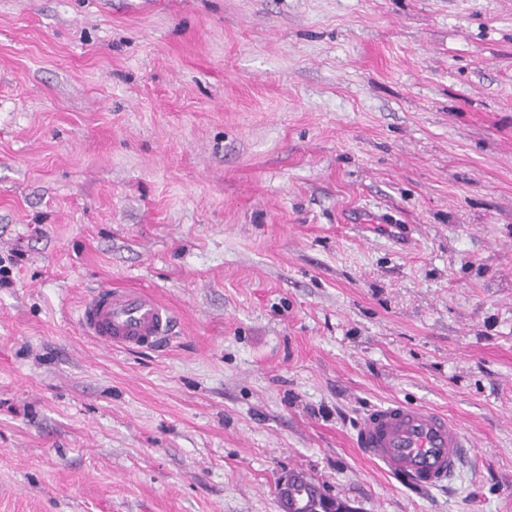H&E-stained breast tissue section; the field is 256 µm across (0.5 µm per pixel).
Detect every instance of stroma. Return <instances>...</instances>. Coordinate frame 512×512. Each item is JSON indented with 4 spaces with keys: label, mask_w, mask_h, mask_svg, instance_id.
<instances>
[{
    "label": "stroma",
    "mask_w": 512,
    "mask_h": 512,
    "mask_svg": "<svg viewBox=\"0 0 512 512\" xmlns=\"http://www.w3.org/2000/svg\"><path fill=\"white\" fill-rule=\"evenodd\" d=\"M102 286L169 346L83 334ZM394 400L473 440L446 489L353 447ZM290 473L512 512V0H0V512H279ZM77 320L87 336L111 349L164 346L177 328L172 310L143 289L97 288L80 303Z\"/></svg>",
    "instance_id": "1"
}]
</instances>
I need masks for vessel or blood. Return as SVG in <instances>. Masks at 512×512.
I'll list each match as a JSON object with an SVG mask.
<instances>
[{"label": "vessel or blood", "mask_w": 512, "mask_h": 512, "mask_svg": "<svg viewBox=\"0 0 512 512\" xmlns=\"http://www.w3.org/2000/svg\"><path fill=\"white\" fill-rule=\"evenodd\" d=\"M77 320L87 336L113 349L160 347L177 328L172 310L143 289H96L80 303ZM355 446L397 480L432 489L456 472L470 440L440 411L392 401L359 420Z\"/></svg>", "instance_id": "obj_1"}]
</instances>
